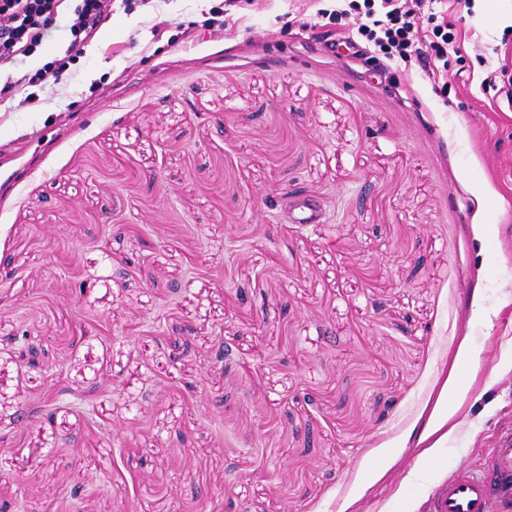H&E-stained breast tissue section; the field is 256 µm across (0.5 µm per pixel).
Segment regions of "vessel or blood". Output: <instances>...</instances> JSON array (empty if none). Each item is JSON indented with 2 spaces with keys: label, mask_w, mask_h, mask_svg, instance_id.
<instances>
[{
  "label": "vessel or blood",
  "mask_w": 512,
  "mask_h": 512,
  "mask_svg": "<svg viewBox=\"0 0 512 512\" xmlns=\"http://www.w3.org/2000/svg\"><path fill=\"white\" fill-rule=\"evenodd\" d=\"M427 512H512V426L500 429L478 468L455 467L435 487Z\"/></svg>",
  "instance_id": "obj_1"
}]
</instances>
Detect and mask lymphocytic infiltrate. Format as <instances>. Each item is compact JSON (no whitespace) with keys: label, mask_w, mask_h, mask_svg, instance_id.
Here are the masks:
<instances>
[{"label":"lymphocytic infiltrate","mask_w":512,"mask_h":512,"mask_svg":"<svg viewBox=\"0 0 512 512\" xmlns=\"http://www.w3.org/2000/svg\"><path fill=\"white\" fill-rule=\"evenodd\" d=\"M64 2L0 0V68L34 55L58 17H65L70 38L62 58L44 64L33 76L1 83L0 98L48 79L62 82L85 43L112 14V0H76L69 13ZM336 12L349 19L341 36L350 44L379 51L407 71L420 59H429L428 77H447L448 55L457 49L458 33L444 0H341Z\"/></svg>","instance_id":"f902f5d3"}]
</instances>
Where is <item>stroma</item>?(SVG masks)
<instances>
[{
	"label": "stroma",
	"instance_id": "1",
	"mask_svg": "<svg viewBox=\"0 0 512 512\" xmlns=\"http://www.w3.org/2000/svg\"><path fill=\"white\" fill-rule=\"evenodd\" d=\"M222 2L115 0L71 78L0 100V336L41 349L0 348V505L423 512L512 423V107L481 89L512 0L457 21L444 90L301 29L332 0Z\"/></svg>",
	"mask_w": 512,
	"mask_h": 512
}]
</instances>
